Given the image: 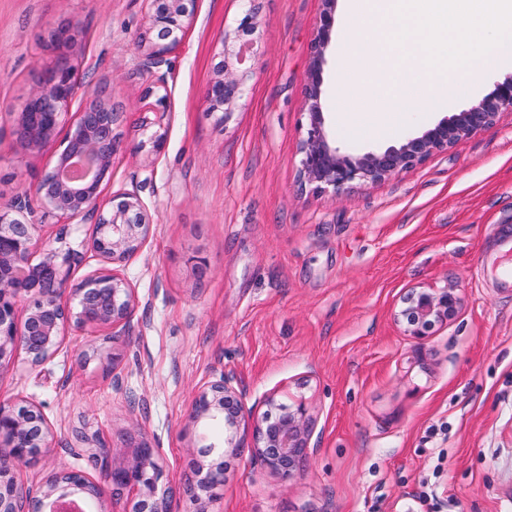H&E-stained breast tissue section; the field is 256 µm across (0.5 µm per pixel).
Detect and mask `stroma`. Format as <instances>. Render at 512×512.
<instances>
[{
	"instance_id": "obj_1",
	"label": "stroma",
	"mask_w": 512,
	"mask_h": 512,
	"mask_svg": "<svg viewBox=\"0 0 512 512\" xmlns=\"http://www.w3.org/2000/svg\"><path fill=\"white\" fill-rule=\"evenodd\" d=\"M256 7L252 76L227 118L205 95L240 0H197L168 55L162 104L137 71L145 0H0V205L47 173L74 131L64 122L52 147L30 154L11 134L37 72L54 59L49 33L70 20L82 94L68 111L94 91L123 108L103 194L137 192L151 222L143 248L116 266L137 296L119 335L66 330L43 365L20 353L0 375V401L41 404L54 430L18 480L32 489L59 469L80 471L114 512H131L132 499L113 495L70 446L82 428L121 448L136 428L160 448V485L177 512H190L186 484L202 477L187 450L193 395L226 371L258 413L269 394L304 395L315 450L288 486L250 451L227 458L213 512H512V295L493 276L497 227L512 225V112L386 181L312 191L301 184L299 146L322 2ZM348 36L336 14L323 109L344 151L396 144L512 74V59L501 61L452 100L352 134L344 116L360 103L337 96ZM450 281L464 295L456 317L424 341L405 336L394 320L403 293ZM94 343L119 353L114 369L83 359Z\"/></svg>"
}]
</instances>
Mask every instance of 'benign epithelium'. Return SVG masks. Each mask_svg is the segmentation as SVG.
<instances>
[{
    "label": "benign epithelium",
    "mask_w": 512,
    "mask_h": 512,
    "mask_svg": "<svg viewBox=\"0 0 512 512\" xmlns=\"http://www.w3.org/2000/svg\"><path fill=\"white\" fill-rule=\"evenodd\" d=\"M151 46L140 57L138 71L151 87L167 89L169 52L180 44L191 25L195 0H146ZM247 2L235 34L221 39V61L210 81L206 100L214 112L229 119L244 92L250 71L240 70L242 37L257 28L255 0ZM338 0H323L311 43L306 87L308 123L300 146L302 180L316 192L340 190L354 182L376 184L424 163L437 152L448 150L461 139L482 130L503 112H512V75L498 81L493 92L473 101L465 110L409 135L396 145L364 153L342 152L332 144L321 104L326 51L331 42ZM78 43L77 28L68 20L51 31L47 44L54 50L72 49ZM51 79L38 80L26 106L19 113L15 143L24 152L41 151L55 142L66 116L65 109L81 83L77 70L64 54L49 66ZM123 112L98 92L80 112L76 127L55 165L33 186L21 187L9 204L0 206V373L9 369L18 351L38 367L60 347L62 331L126 326L135 307L134 288L110 265L136 253L147 241L150 221L139 194L118 191L109 202L102 199L103 186L112 180L113 160L120 150L116 133ZM74 221H91L96 232L89 251L104 264L75 288L68 287L71 268L83 253L68 246L40 243L37 206ZM42 248V260L30 256ZM29 301L22 324L15 320L17 301ZM457 285L411 288L395 313L405 335L423 340L438 323L453 319L462 308ZM243 390L236 376L224 372L194 395L189 422L197 430L192 451L202 457L236 455L245 448L284 484L301 476L310 454L314 421L305 398L289 403L275 395L264 401L266 410L252 414L246 426ZM54 433L40 407L26 400L0 402V512H79L96 505L94 512H112L101 501L98 487L79 471L61 470L36 489L18 483L16 472L42 448L51 447ZM72 450L86 453L113 494L128 493L138 499L139 512H173L166 490L159 487L163 471L159 449L142 436H131L125 449L105 446L97 437L81 431ZM224 484V466L210 467L188 489L192 512H210L213 492Z\"/></svg>",
    "instance_id": "obj_1"
}]
</instances>
